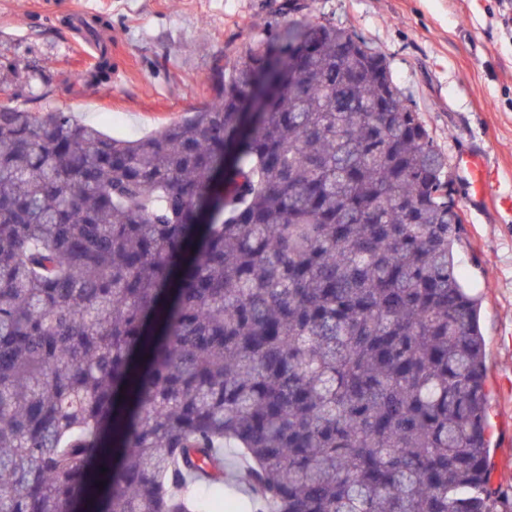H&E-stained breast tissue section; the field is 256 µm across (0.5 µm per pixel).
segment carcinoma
<instances>
[{
	"mask_svg": "<svg viewBox=\"0 0 512 512\" xmlns=\"http://www.w3.org/2000/svg\"><path fill=\"white\" fill-rule=\"evenodd\" d=\"M111 75L104 46L79 80ZM461 234L447 157L329 18L137 140L1 105L0 512H210L191 455L226 448L209 484L255 512L508 508Z\"/></svg>",
	"mask_w": 512,
	"mask_h": 512,
	"instance_id": "carcinoma-1",
	"label": "carcinoma"
}]
</instances>
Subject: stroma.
Returning a JSON list of instances; mask_svg holds the SVG:
<instances>
[{
	"instance_id": "35a3bbf8",
	"label": "stroma",
	"mask_w": 512,
	"mask_h": 512,
	"mask_svg": "<svg viewBox=\"0 0 512 512\" xmlns=\"http://www.w3.org/2000/svg\"><path fill=\"white\" fill-rule=\"evenodd\" d=\"M285 0H0V104L23 102L22 77L56 91L34 103L107 134L137 139L182 120L210 98L228 51L279 22ZM302 18L350 27L388 61L396 82L448 159L464 218L457 249L463 281L481 300L487 339L491 465L512 498V213L475 206L460 155L496 149L488 162L512 190V30L498 0H301ZM112 27L110 83L68 91L95 60L74 12Z\"/></svg>"
}]
</instances>
